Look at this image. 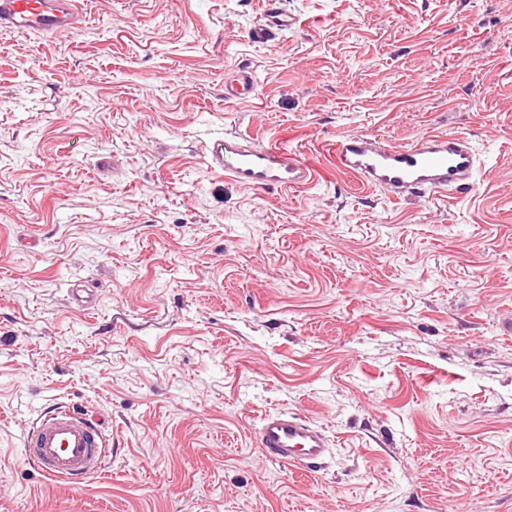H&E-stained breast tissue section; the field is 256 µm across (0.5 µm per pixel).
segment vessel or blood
Listing matches in <instances>:
<instances>
[{"label": "vessel or blood", "instance_id": "1", "mask_svg": "<svg viewBox=\"0 0 512 512\" xmlns=\"http://www.w3.org/2000/svg\"><path fill=\"white\" fill-rule=\"evenodd\" d=\"M269 25L253 29L255 41H266L270 27H292L294 19L271 9ZM82 27L77 0H0V31L45 37L76 34ZM336 166L366 186L398 199L460 193L473 188L479 157L460 135L429 132L409 146H382L365 134H350L331 146ZM206 162L225 180L255 191L287 192L308 185L313 174L293 148L258 145L228 131L213 138ZM257 440L265 456L309 470L323 463L331 445L325 433L288 412L261 418ZM109 441L104 425L87 411L56 407L42 414L24 439L26 459L41 475L77 484L103 470Z\"/></svg>", "mask_w": 512, "mask_h": 512}]
</instances>
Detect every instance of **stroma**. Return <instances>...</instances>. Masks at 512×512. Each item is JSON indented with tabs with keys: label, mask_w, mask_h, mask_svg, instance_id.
<instances>
[{
	"label": "stroma",
	"mask_w": 512,
	"mask_h": 512,
	"mask_svg": "<svg viewBox=\"0 0 512 512\" xmlns=\"http://www.w3.org/2000/svg\"><path fill=\"white\" fill-rule=\"evenodd\" d=\"M280 3L264 43L266 0L0 31V512H512V0ZM227 130L314 180L210 172ZM429 130L471 141L469 194L392 200L326 150ZM55 404L112 432L76 486L25 460ZM279 411L326 431L324 464L263 455ZM271 8L269 9L270 24L259 25L252 31V37L255 41L263 42L266 41L269 35V27L273 25L279 29H286L294 26V18L281 10L277 9L275 1H269Z\"/></svg>",
	"instance_id": "stroma-1"
}]
</instances>
